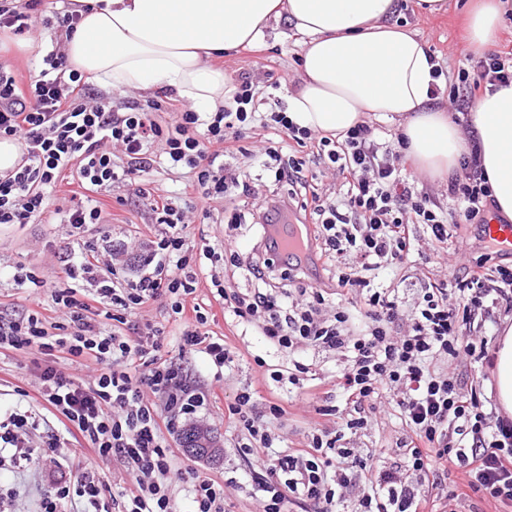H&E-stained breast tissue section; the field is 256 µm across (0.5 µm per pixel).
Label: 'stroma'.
<instances>
[{
	"instance_id": "35a3bbf8",
	"label": "stroma",
	"mask_w": 512,
	"mask_h": 512,
	"mask_svg": "<svg viewBox=\"0 0 512 512\" xmlns=\"http://www.w3.org/2000/svg\"><path fill=\"white\" fill-rule=\"evenodd\" d=\"M470 0H448V10L442 14L422 11L418 0H399L394 19L418 36L449 74H456L461 65L460 50L465 47L462 17ZM301 37L286 22L271 24L265 39L258 43L256 52L246 49L226 54L223 66L231 76L249 73L255 82L266 86L278 83L277 100H284L287 89L296 82L299 66ZM101 207L114 215L111 224L91 226V233H105L112 237L134 235L145 231L149 222L148 205L145 199L135 197L128 187L113 186L110 193L100 195ZM66 240L65 230L59 224H0V313L15 310L36 309L47 319L57 316V308L50 290L30 294L18 287L12 275L16 268L44 273L55 281H64L66 270L58 252ZM150 320L165 327L162 352L165 358L180 364L185 374L201 387H209L212 372L207 360L199 355L182 354L179 347L180 325L170 319L166 301L156 302L149 310ZM213 331L225 334L233 357L232 370L224 382V392L217 404L206 407L199 415V425L207 427L223 453L219 460L202 462L188 455L180 437L170 438L174 448L177 468L182 479L173 481L171 492L178 512H191L192 498L190 480L197 475L209 476L224 484V512H258L264 494L249 476V463L240 452L244 437L241 429L228 425L224 420L227 404L233 403L237 393L251 391L256 408L266 412L269 403L283 405L287 413L274 420L276 434L282 446L303 447L315 425H332L329 416L317 415L307 403V395L314 390L324 393L323 405L339 406L343 403L341 392L332 384L346 360L341 354L318 348L305 349L301 358L310 371L303 380L289 383L288 380L273 381L272 372L281 369L285 355L271 344L258 328H244L228 324L223 314H216ZM263 358L264 366H257L255 358ZM26 356L10 352L0 356V402L33 405L39 402L40 393L33 377L27 371ZM25 389V396L15 394V387ZM401 436V424L392 409L373 413L366 428L348 434L351 447L381 448L383 457L374 461L375 466H393L401 463V456L394 451ZM77 467L67 457H59L56 465L49 468L34 466L18 473L6 474L7 483L15 485L18 494L9 512H35L40 496L60 479L76 473Z\"/></svg>"
}]
</instances>
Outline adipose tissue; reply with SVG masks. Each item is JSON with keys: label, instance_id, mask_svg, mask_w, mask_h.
I'll use <instances>...</instances> for the list:
<instances>
[{"label": "adipose tissue", "instance_id": "obj_1", "mask_svg": "<svg viewBox=\"0 0 512 512\" xmlns=\"http://www.w3.org/2000/svg\"><path fill=\"white\" fill-rule=\"evenodd\" d=\"M86 10L65 39L70 68L115 90L171 89L199 112L223 108L236 90L218 57L261 41L286 20L302 37L294 90L299 127L338 134L368 118L398 121L418 169L445 179L476 147L501 217L512 220V85L486 92L459 125L434 104L438 63L395 22L396 0H78ZM507 0H474L467 48L501 33ZM496 398L512 413V325L498 341Z\"/></svg>", "mask_w": 512, "mask_h": 512}]
</instances>
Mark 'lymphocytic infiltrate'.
I'll list each match as a JSON object with an SVG mask.
<instances>
[{
    "label": "lymphocytic infiltrate",
    "instance_id": "obj_1",
    "mask_svg": "<svg viewBox=\"0 0 512 512\" xmlns=\"http://www.w3.org/2000/svg\"><path fill=\"white\" fill-rule=\"evenodd\" d=\"M42 0H0V32L16 37L36 28L55 37L74 33V11L40 14ZM465 65L448 91L451 112L465 115L485 91L512 84V54L464 53ZM232 101L216 112H197L163 101L113 104L90 92L85 74L68 66L60 45L43 57L28 80L0 64V137L23 149L18 167L0 173V224H36L59 181L80 186L62 212L68 224L62 260L67 283L55 289L59 311L48 321L35 310L0 319V352L31 358L45 410L58 420L37 440L42 411L0 405V472L21 471L64 454L76 462L74 480L55 484L37 512H64L77 499L86 512H175L171 494L174 455L167 436L180 418L216 398L186 383L161 353L162 327L142 321L153 303L167 299L181 323L182 352L205 354L222 370L230 352L207 329L209 311L187 303L205 269L186 244L184 208L146 186L157 166L189 174L187 189L220 199L231 223L249 219L261 240L252 253L203 245L209 260L246 268L261 288L239 294L213 291L225 318L258 326L288 355L289 382L305 367L297 354L310 345L344 353L336 376L345 406L335 429H315L305 447L270 456L276 436L254 410L250 392L236 395L228 411L246 431L241 449L250 474L265 494L263 512H285L290 499L314 512H333L354 486L362 493L355 512H422L420 487L456 471L479 499L512 505V418L487 408L475 367L492 364L486 337L464 335L465 326H501L512 316V266L459 253L447 279L421 280L413 305L384 286L380 276L414 263L415 225H423L437 263L448 260V227L471 224L493 203L476 153L463 155L448 181V202L410 183L403 135L383 141L362 122L345 134L318 135L298 127L286 111H260L261 90L250 76L236 81ZM261 130L254 150L241 144L246 130ZM251 155L274 171V188L258 199L233 160ZM321 164L338 179L334 195L319 188L310 167ZM124 184L148 200L153 234L93 236L89 227L106 216L98 195ZM300 214L312 220L311 244L321 250L332 285L314 286L298 256L281 257L270 227ZM93 362V380L80 383L63 363ZM396 388L393 410L403 427L397 451L403 465L374 470L379 449L348 447L346 432L367 426L383 390ZM127 464L131 481L120 490L100 480L86 453Z\"/></svg>",
    "mask_w": 512,
    "mask_h": 512
}]
</instances>
